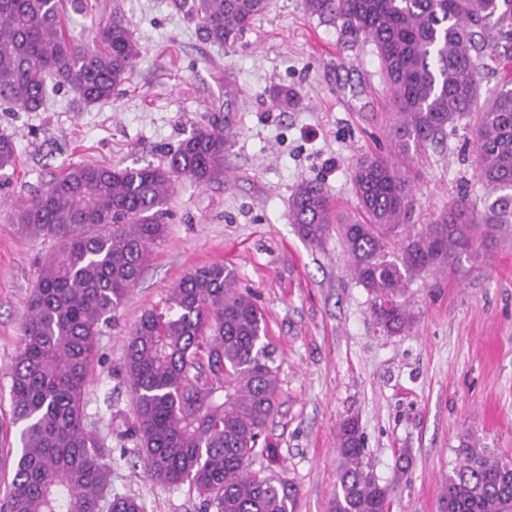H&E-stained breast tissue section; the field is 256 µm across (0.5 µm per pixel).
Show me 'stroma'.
Returning a JSON list of instances; mask_svg holds the SVG:
<instances>
[{
	"mask_svg": "<svg viewBox=\"0 0 512 512\" xmlns=\"http://www.w3.org/2000/svg\"><path fill=\"white\" fill-rule=\"evenodd\" d=\"M95 2L72 14L74 31L109 11L143 52L111 101L86 104L59 87L37 112L0 106V135L17 146L14 167L0 171V434L14 431L9 368L28 298L55 246L13 224L15 204L72 164L166 165L184 139L217 123L228 134L221 174L204 185L176 182L163 206L166 237L99 337L86 412L112 450L113 494L139 498L145 512H202L196 489L150 479L141 449L115 431L130 407L123 366L131 328L187 274L221 263L262 309L279 368V405L267 428L279 461L255 458L252 471L293 483L296 512H331L336 434L353 417L365 460L389 491V512H443L441 481L458 463L463 436L512 457V240L456 277L413 278L412 326L383 331L371 295L349 270L341 233L330 229L313 244L289 220L306 181L323 183L334 210L357 217L353 165L393 154L372 46L308 16L302 0H270L227 46L209 42L179 0ZM284 85L301 89L302 108L274 103V89ZM405 165L413 224L429 223L458 195L479 205L489 195L465 126Z\"/></svg>",
	"mask_w": 512,
	"mask_h": 512,
	"instance_id": "obj_1",
	"label": "stroma"
}]
</instances>
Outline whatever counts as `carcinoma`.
I'll return each instance as SVG.
<instances>
[{
  "mask_svg": "<svg viewBox=\"0 0 512 512\" xmlns=\"http://www.w3.org/2000/svg\"><path fill=\"white\" fill-rule=\"evenodd\" d=\"M213 43L236 42L269 0H180ZM307 15L373 46L396 115L394 150L408 157L475 119L477 172L495 198L483 209L466 196L421 229L407 169L377 156L352 170L361 219L344 222L351 273L372 297L388 333L413 323L405 292L422 273L455 275L479 247L512 236V69L500 92L481 101L490 63L512 64V0H303ZM141 56L113 17L74 35L64 0H0V102L16 112L43 108L49 85L86 103L112 99ZM283 107L301 91L273 93ZM224 128L199 129L163 166L90 163L67 167L16 207L27 234L56 241L29 296L11 365L17 450L0 512H144L134 497L112 496V449L85 411L86 382L101 326L128 296L166 234L161 206L176 180L209 183L224 166ZM17 159L0 136V170ZM289 218L319 242L333 223L317 181L295 191ZM275 349L252 296L221 263L177 283L163 307L145 311L127 342L124 373L131 412L121 437L142 448L151 479L188 484L215 512H295L298 489L250 470L257 456L279 461L264 438L278 409ZM339 492L332 512H388V491L364 461L358 422L339 425ZM459 464L441 483L444 512H512V458L460 440Z\"/></svg>",
  "mask_w": 512,
  "mask_h": 512,
  "instance_id": "obj_1",
  "label": "carcinoma"
}]
</instances>
